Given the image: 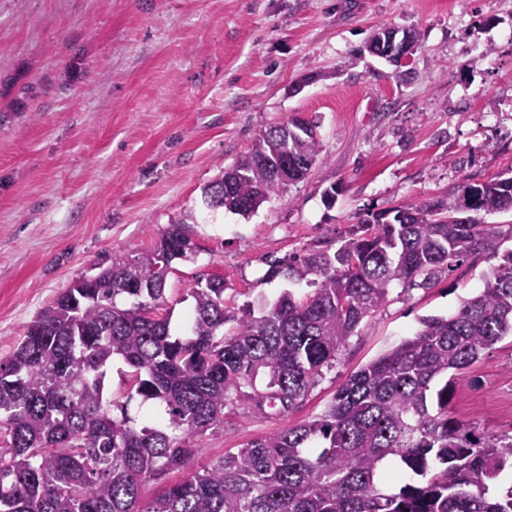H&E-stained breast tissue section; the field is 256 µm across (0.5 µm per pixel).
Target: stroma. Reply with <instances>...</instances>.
I'll list each match as a JSON object with an SVG mask.
<instances>
[{"label":"stroma","instance_id":"35a3bbf8","mask_svg":"<svg viewBox=\"0 0 512 512\" xmlns=\"http://www.w3.org/2000/svg\"><path fill=\"white\" fill-rule=\"evenodd\" d=\"M385 27L419 35L402 71L362 51ZM293 114L317 124L310 174L247 217L208 208L203 187ZM506 173L512 0H0V359L69 283L113 252L150 248L171 223L197 246L167 277L184 337L197 280L224 278L235 313L288 288L305 297L304 284L262 283L268 261L336 249L367 214ZM491 265L394 286L297 408L259 417L228 404L192 470L323 414L420 318L479 294ZM448 409L512 435L511 337L459 376Z\"/></svg>","mask_w":512,"mask_h":512}]
</instances>
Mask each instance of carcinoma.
Listing matches in <instances>:
<instances>
[{
	"mask_svg": "<svg viewBox=\"0 0 512 512\" xmlns=\"http://www.w3.org/2000/svg\"><path fill=\"white\" fill-rule=\"evenodd\" d=\"M314 125L287 120L203 188L204 202L247 216L316 164ZM512 212V176L463 183L448 196L367 216L335 251L268 261L261 282L314 284L283 293L256 317L224 308V279L188 288L191 330L170 334L166 273L193 258L184 223L148 250L112 253L111 265L58 293L0 359V512H512V436L479 434L448 412L464 370L512 337L508 230L483 213ZM481 257L497 259L479 294L449 316H427L410 337L352 374L324 413L188 469L200 439L242 399L255 414L285 415L317 385L361 321L394 285L428 286ZM235 330L224 334V324ZM128 367L124 398L105 394L114 359ZM166 426H136L134 397ZM120 414L115 415L112 409ZM409 476L382 487L387 464ZM184 470L141 499L147 480Z\"/></svg>",
	"mask_w": 512,
	"mask_h": 512,
	"instance_id": "obj_1",
	"label": "carcinoma"
}]
</instances>
